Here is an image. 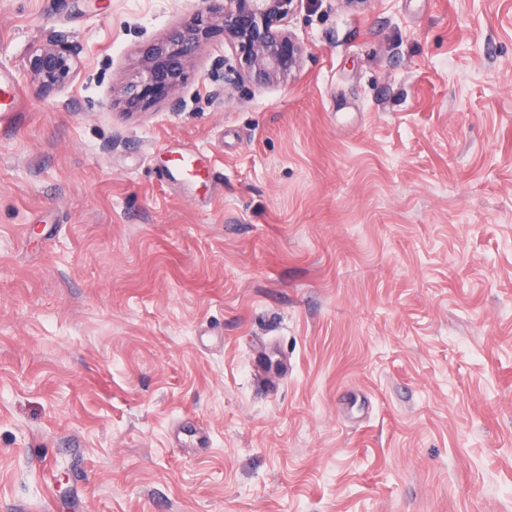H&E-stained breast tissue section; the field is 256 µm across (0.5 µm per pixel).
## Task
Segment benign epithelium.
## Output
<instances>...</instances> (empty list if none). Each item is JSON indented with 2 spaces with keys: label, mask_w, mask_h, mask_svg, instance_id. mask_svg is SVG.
<instances>
[{
  "label": "benign epithelium",
  "mask_w": 512,
  "mask_h": 512,
  "mask_svg": "<svg viewBox=\"0 0 512 512\" xmlns=\"http://www.w3.org/2000/svg\"><path fill=\"white\" fill-rule=\"evenodd\" d=\"M299 0H224L219 11L197 13L193 20L169 31L165 38L143 52L140 70L120 89L128 109L146 104L149 86L164 91L165 98L178 100L186 63L195 55L207 29L219 26L224 38L238 48L234 78L257 85L279 81L298 65L300 48L285 27ZM74 72V58L63 45L46 41L34 46L25 75L45 89L66 85Z\"/></svg>",
  "instance_id": "1"
}]
</instances>
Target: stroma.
<instances>
[{"instance_id":"obj_1","label":"stroma","mask_w":512,"mask_h":512,"mask_svg":"<svg viewBox=\"0 0 512 512\" xmlns=\"http://www.w3.org/2000/svg\"><path fill=\"white\" fill-rule=\"evenodd\" d=\"M202 7L0 0V512H512V0H300L284 81L215 29L126 109ZM73 72L74 58L71 52L58 42L46 41L32 48L25 76L45 89H53L66 85ZM22 90L9 74L0 72V112H18Z\"/></svg>"}]
</instances>
